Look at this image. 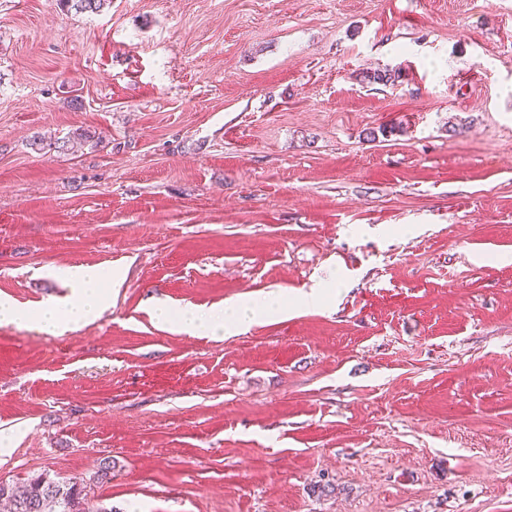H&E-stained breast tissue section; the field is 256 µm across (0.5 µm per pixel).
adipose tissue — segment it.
I'll list each match as a JSON object with an SVG mask.
<instances>
[{
	"label": "adipose tissue",
	"mask_w": 512,
	"mask_h": 512,
	"mask_svg": "<svg viewBox=\"0 0 512 512\" xmlns=\"http://www.w3.org/2000/svg\"><path fill=\"white\" fill-rule=\"evenodd\" d=\"M62 274L78 288V302L50 301L40 308L29 309L0 298V325L32 326L46 333L59 334L97 318L109 301V295L102 285V272L94 267L79 265L63 269ZM284 310L281 298L275 296L257 304L245 298L225 302L222 314L217 317L205 316L191 306L175 311L164 305L156 306L153 316L175 332L193 336L201 333L221 336L240 332L251 322Z\"/></svg>",
	"instance_id": "adipose-tissue-1"
}]
</instances>
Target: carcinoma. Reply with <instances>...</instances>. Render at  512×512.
I'll return each mask as SVG.
<instances>
[{"mask_svg": "<svg viewBox=\"0 0 512 512\" xmlns=\"http://www.w3.org/2000/svg\"><path fill=\"white\" fill-rule=\"evenodd\" d=\"M76 11L96 13L106 0H60ZM0 500L10 512H113L96 506L87 498L84 487L76 481L55 480L47 474L29 479L23 484L0 482Z\"/></svg>", "mask_w": 512, "mask_h": 512, "instance_id": "cac0c4a2", "label": "carcinoma"}]
</instances>
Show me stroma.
Masks as SVG:
<instances>
[{"label": "stroma", "mask_w": 512, "mask_h": 512, "mask_svg": "<svg viewBox=\"0 0 512 512\" xmlns=\"http://www.w3.org/2000/svg\"><path fill=\"white\" fill-rule=\"evenodd\" d=\"M71 265L123 277L77 330L0 326V479L512 512V0H0V298ZM271 295L224 337L151 309Z\"/></svg>", "instance_id": "1"}]
</instances>
